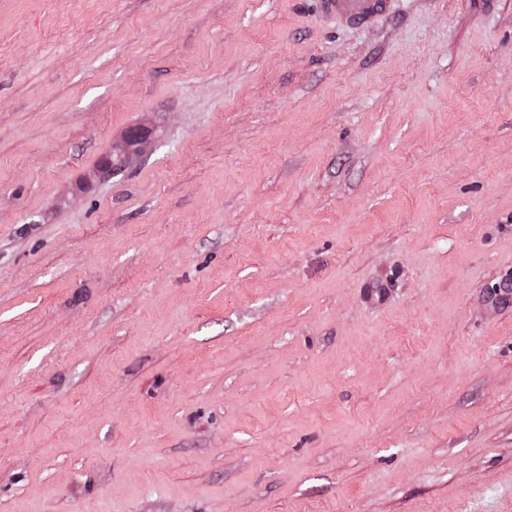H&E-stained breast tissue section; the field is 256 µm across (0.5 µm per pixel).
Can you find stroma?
<instances>
[{
  "instance_id": "1",
  "label": "stroma",
  "mask_w": 512,
  "mask_h": 512,
  "mask_svg": "<svg viewBox=\"0 0 512 512\" xmlns=\"http://www.w3.org/2000/svg\"><path fill=\"white\" fill-rule=\"evenodd\" d=\"M511 284L512 0H0V512H512ZM326 17L349 26H368L391 9L392 0H318Z\"/></svg>"
}]
</instances>
